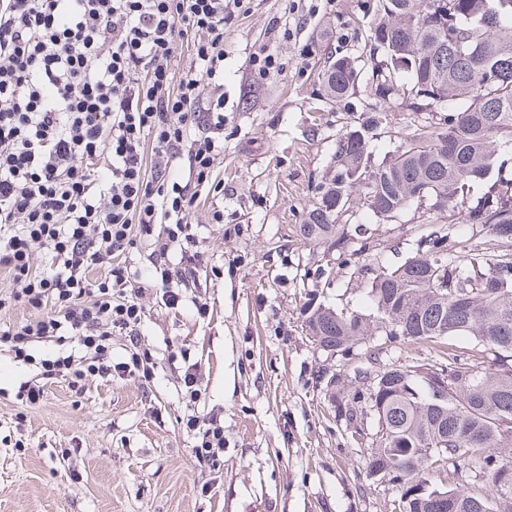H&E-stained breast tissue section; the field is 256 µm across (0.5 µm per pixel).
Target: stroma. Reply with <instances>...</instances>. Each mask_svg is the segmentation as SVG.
I'll return each mask as SVG.
<instances>
[{
    "label": "stroma",
    "instance_id": "1",
    "mask_svg": "<svg viewBox=\"0 0 512 512\" xmlns=\"http://www.w3.org/2000/svg\"><path fill=\"white\" fill-rule=\"evenodd\" d=\"M376 0H249L224 27V153L214 176L223 194L201 195V265L177 309L146 294L140 328L156 362L153 384L127 377L64 379L39 406L12 392L30 371L0 357V512H395L398 491L368 475L369 441H353L320 376L349 383L365 360L324 352L303 328L308 298L368 312V279L341 266L299 226L315 186L334 173L336 134L349 113L369 111L366 92L325 103L328 51L369 59V5ZM292 32L285 40L272 25ZM276 53L280 69L259 76L252 56ZM256 90L244 108V85ZM224 221L212 223L213 211ZM427 227L415 209L391 224L367 220L372 251L397 264ZM224 270L212 279L211 267ZM209 313L198 317L194 301ZM373 346L386 364L432 363L433 345ZM196 363L200 402L181 397L185 362ZM218 413L221 466L196 459L187 416Z\"/></svg>",
    "mask_w": 512,
    "mask_h": 512
}]
</instances>
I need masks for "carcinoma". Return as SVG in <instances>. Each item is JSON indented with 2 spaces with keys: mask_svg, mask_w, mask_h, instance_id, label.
Segmentation results:
<instances>
[{
  "mask_svg": "<svg viewBox=\"0 0 512 512\" xmlns=\"http://www.w3.org/2000/svg\"><path fill=\"white\" fill-rule=\"evenodd\" d=\"M368 68L348 56L324 57L326 102L365 84L379 101L402 100L407 128L382 123L386 110L350 118L336 138V171L318 187L299 231L328 243L342 265L362 272L370 244L350 246L359 212L390 224L410 207L434 224L413 255L397 266L371 268L373 312L337 311L309 300L304 326L312 343L332 355L375 336L391 342L436 343L474 336L476 354L450 352L429 368L448 375V402L435 404L415 372L420 365L389 367L384 382L364 400L349 392L335 399L336 417L351 425L371 414L389 438L371 445L369 465L391 448H427L436 473L454 480L460 512H500L496 500L512 485L497 486L490 460L512 471L503 442L512 440V0H378L370 26ZM387 148L384 155L374 148ZM487 190L472 198L474 186ZM350 223L338 224L342 214ZM471 230L450 242L452 232ZM488 480L491 497L474 494L462 477ZM410 497L406 512H448L430 499L437 488L420 458L404 467Z\"/></svg>",
  "mask_w": 512,
  "mask_h": 512,
  "instance_id": "carcinoma-1",
  "label": "carcinoma"
}]
</instances>
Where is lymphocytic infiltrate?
Here are the masks:
<instances>
[{"label":"lymphocytic infiltrate","instance_id":"1","mask_svg":"<svg viewBox=\"0 0 512 512\" xmlns=\"http://www.w3.org/2000/svg\"><path fill=\"white\" fill-rule=\"evenodd\" d=\"M246 2L0 0V310L28 312L0 325V355L34 371L14 395L22 404H40L59 377L76 393L92 377L153 382L141 295L154 288L178 308L201 263L189 216L198 195L221 190L224 21ZM186 39L191 61L178 71ZM183 155L181 182L169 163ZM141 240L158 246L144 280L124 259ZM118 331L129 337L119 362ZM185 427L195 457L218 461L220 416Z\"/></svg>","mask_w":512,"mask_h":512}]
</instances>
